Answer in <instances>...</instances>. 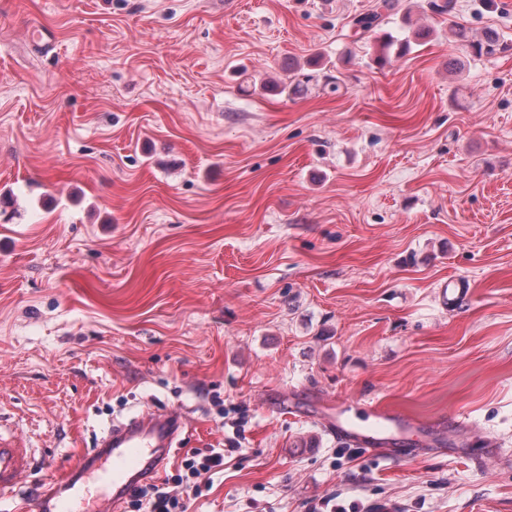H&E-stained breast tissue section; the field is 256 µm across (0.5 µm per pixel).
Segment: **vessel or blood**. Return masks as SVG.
I'll use <instances>...</instances> for the list:
<instances>
[{"mask_svg": "<svg viewBox=\"0 0 512 512\" xmlns=\"http://www.w3.org/2000/svg\"><path fill=\"white\" fill-rule=\"evenodd\" d=\"M367 409L370 420L363 425L336 414L332 428L337 436L384 446L393 434L406 432L411 425L402 411L376 403ZM184 425L181 414L163 410L110 426L66 486L27 496L21 493L20 480L33 468L35 457L29 448L0 441V501L23 497L26 512H117L134 481L160 473ZM91 483L103 487V495L82 494V487Z\"/></svg>", "mask_w": 512, "mask_h": 512, "instance_id": "vessel-or-blood-1", "label": "vessel or blood"}]
</instances>
